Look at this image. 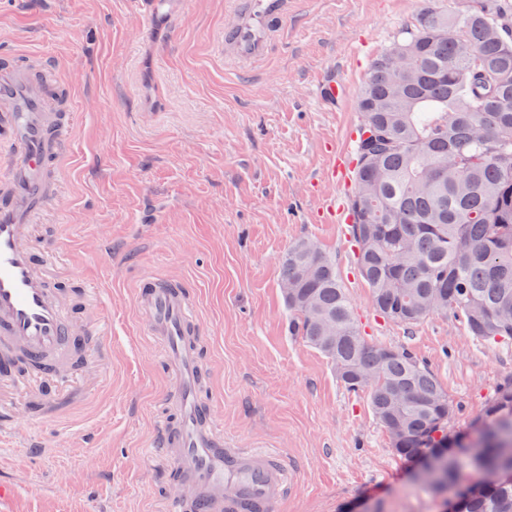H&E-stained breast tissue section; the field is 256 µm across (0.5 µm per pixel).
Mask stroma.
<instances>
[{
  "label": "stroma",
  "mask_w": 512,
  "mask_h": 512,
  "mask_svg": "<svg viewBox=\"0 0 512 512\" xmlns=\"http://www.w3.org/2000/svg\"><path fill=\"white\" fill-rule=\"evenodd\" d=\"M230 0H171L146 22L128 0H0V51L45 56L79 110L60 171L64 195L41 222L65 250L76 286L96 280L112 330V375L83 367L86 395L65 424L19 416L0 438L7 512H163L150 448L171 380L144 334L135 284L187 281L197 301L224 435L275 448L293 466L273 512H441L443 496L413 479L372 413L330 364L288 329L282 258L302 239L336 262L366 338L425 361L469 435L485 400L512 381V350L467 336L442 313L405 327L372 309L346 225L324 202L351 186L327 177L359 122L358 96L396 31L430 5L463 0H296L284 38L258 62L220 51ZM335 80L332 105L316 94ZM153 113L149 122L137 115Z\"/></svg>",
  "instance_id": "obj_1"
}]
</instances>
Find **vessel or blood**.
Wrapping results in <instances>:
<instances>
[{
	"instance_id": "b4317fda",
	"label": "vessel or blood",
	"mask_w": 512,
	"mask_h": 512,
	"mask_svg": "<svg viewBox=\"0 0 512 512\" xmlns=\"http://www.w3.org/2000/svg\"><path fill=\"white\" fill-rule=\"evenodd\" d=\"M224 27L225 59L264 58L283 29L292 0H233ZM41 58H0V435L19 408L36 423L52 422L74 397L79 361L109 357L100 326L78 305L90 289L62 288L54 268L60 251L43 248L38 219L59 193L60 168L77 122ZM147 333L158 341L172 377L173 408L158 418L156 447L170 462L166 479L188 488L165 498L166 512H273L292 489L290 466L276 450L234 448L208 397L201 362L198 303L181 280L154 275L136 283Z\"/></svg>"
}]
</instances>
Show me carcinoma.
<instances>
[{
  "label": "carcinoma",
  "mask_w": 512,
  "mask_h": 512,
  "mask_svg": "<svg viewBox=\"0 0 512 512\" xmlns=\"http://www.w3.org/2000/svg\"><path fill=\"white\" fill-rule=\"evenodd\" d=\"M410 49V70L394 48ZM349 235L357 267L383 319L413 326L451 311L467 333L512 345V12L467 0L454 15L429 7L377 57L361 91ZM304 239L282 260L281 288L293 333L327 358L349 391H367L391 448L430 458L447 492L479 474L463 512H512V384L473 421L477 446L456 452V407L411 351L362 336L329 255Z\"/></svg>",
  "instance_id": "carcinoma-1"
}]
</instances>
